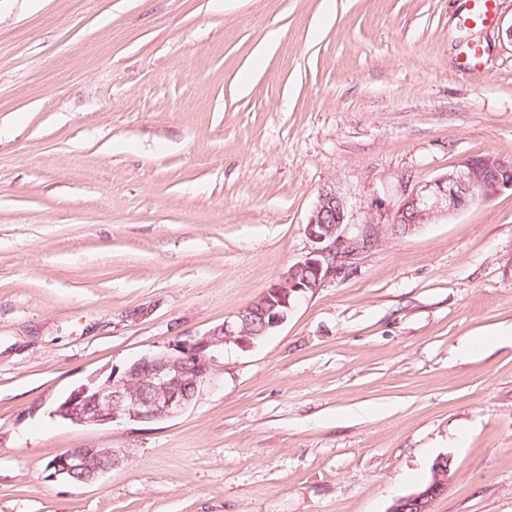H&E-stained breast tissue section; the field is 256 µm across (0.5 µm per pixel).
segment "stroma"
Here are the masks:
<instances>
[{"instance_id": "stroma-1", "label": "stroma", "mask_w": 512, "mask_h": 512, "mask_svg": "<svg viewBox=\"0 0 512 512\" xmlns=\"http://www.w3.org/2000/svg\"><path fill=\"white\" fill-rule=\"evenodd\" d=\"M475 6L0 0V512H388L443 457L430 512H512V192L387 231L464 158L512 157V0ZM325 188L379 243L185 412L54 416L255 301ZM69 448L122 461L73 484L47 468Z\"/></svg>"}]
</instances>
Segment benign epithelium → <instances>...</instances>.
<instances>
[{"instance_id":"benign-epithelium-1","label":"benign epithelium","mask_w":512,"mask_h":512,"mask_svg":"<svg viewBox=\"0 0 512 512\" xmlns=\"http://www.w3.org/2000/svg\"><path fill=\"white\" fill-rule=\"evenodd\" d=\"M512 191V158L479 155L411 192L394 212L390 229L412 233L426 224ZM348 202L332 188L321 190L305 227L310 251L289 267L253 303L200 336L179 340L165 351L146 355L125 369L120 378L81 385L58 404L54 414L76 425L153 423L174 417L191 404L210 380L224 347L249 348L259 336L282 325L296 300L324 287L343 268L358 241L370 247L379 240L380 226L364 225L348 236ZM53 475L78 483L105 473L93 448H69L59 453ZM448 468L439 459L429 483L394 499L389 512H429L445 488Z\"/></svg>"}]
</instances>
